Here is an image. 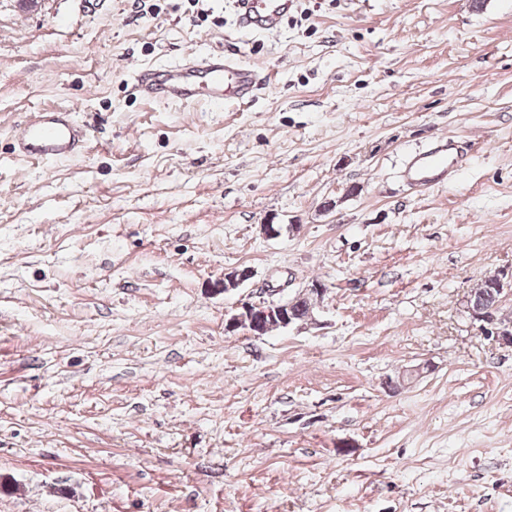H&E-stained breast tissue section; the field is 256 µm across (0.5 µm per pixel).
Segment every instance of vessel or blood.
Masks as SVG:
<instances>
[{"label": "vessel or blood", "instance_id": "1", "mask_svg": "<svg viewBox=\"0 0 512 512\" xmlns=\"http://www.w3.org/2000/svg\"><path fill=\"white\" fill-rule=\"evenodd\" d=\"M295 0H235L236 24L244 33L277 31ZM267 74L213 49L191 53L170 65H148L133 70L132 90L150 102L192 106L206 102L221 108L251 102ZM92 139L86 125L73 120L70 109L45 107L33 110L12 129V153L21 160L47 164L85 154ZM468 159L455 137L438 139L411 155L401 176L411 185L430 189L452 182Z\"/></svg>", "mask_w": 512, "mask_h": 512}]
</instances>
